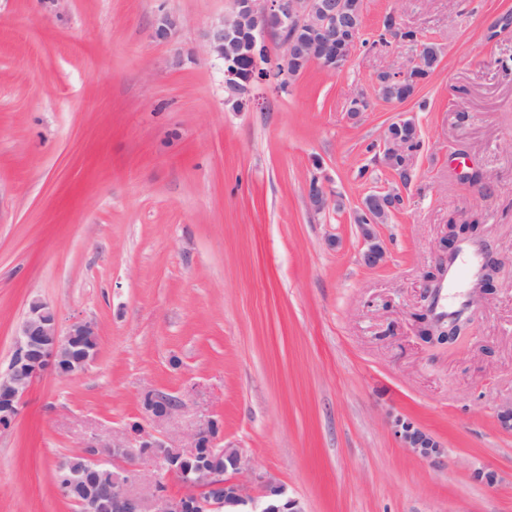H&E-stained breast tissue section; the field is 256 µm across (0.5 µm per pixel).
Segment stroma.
Here are the masks:
<instances>
[{
	"label": "stroma",
	"mask_w": 512,
	"mask_h": 512,
	"mask_svg": "<svg viewBox=\"0 0 512 512\" xmlns=\"http://www.w3.org/2000/svg\"><path fill=\"white\" fill-rule=\"evenodd\" d=\"M232 3L0 0V372L32 298L99 333L83 374L40 377L0 430V512H78L57 463L144 422L148 387L183 398L155 433L184 444L217 420L306 512H512V0H364L345 69L256 82L247 112L205 52ZM164 14L181 25L161 42ZM391 15L442 50L398 107L373 95L409 56L379 42ZM356 90L373 100L353 120ZM402 112L421 147L375 228L388 260L367 267L353 213L397 184L372 147ZM315 176L341 209H308ZM452 220L482 224L502 266L465 336L429 344L424 275ZM398 416L443 465L399 447Z\"/></svg>",
	"instance_id": "1"
}]
</instances>
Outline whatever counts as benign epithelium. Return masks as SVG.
I'll return each instance as SVG.
<instances>
[{
    "mask_svg": "<svg viewBox=\"0 0 512 512\" xmlns=\"http://www.w3.org/2000/svg\"><path fill=\"white\" fill-rule=\"evenodd\" d=\"M364 14L360 0H233L229 15L214 23L206 35L207 53L224 65L227 101L237 112L255 105L253 78L245 77L241 59L257 72L268 58L267 37L280 35L287 59L308 66L316 64L337 72L351 61L359 42ZM178 21L161 17L154 37L168 40ZM305 32L302 38L298 32ZM410 51L407 68L380 72L375 87H397L418 82L426 68L422 47L403 39ZM419 134L414 119L404 115L392 122L384 134L379 161L393 172L411 168L412 153L406 135ZM304 197L310 211L320 213L338 204L336 193L317 177L305 185ZM404 204L398 188L368 195L354 219L364 239L361 262L377 267L386 262L387 252L375 234L381 216L399 210ZM463 225L449 226L441 248L452 253L460 239L476 233L461 231ZM461 328L422 318L420 337L427 342L455 341ZM99 333L91 321H74L61 332L55 309L40 298L29 302L19 323L13 353L7 369L0 372V429L9 428L19 416L24 397L37 378L46 372L71 377L85 372L94 362ZM147 418L169 421L182 406V399L150 388L141 395ZM392 434L400 447L432 463L443 461L442 444L412 420L397 418ZM77 463L70 458L60 466L70 471L67 493L75 494L79 512H305L301 501L288 495L286 488L271 477L256 475L242 479L246 465L239 448L220 444V426L209 419L200 424L187 446L165 436L132 425L126 434L105 442L97 437L85 446ZM178 478L184 491L172 493L160 481V472Z\"/></svg>",
    "mask_w": 512,
    "mask_h": 512,
    "instance_id": "1",
    "label": "benign epithelium"
}]
</instances>
